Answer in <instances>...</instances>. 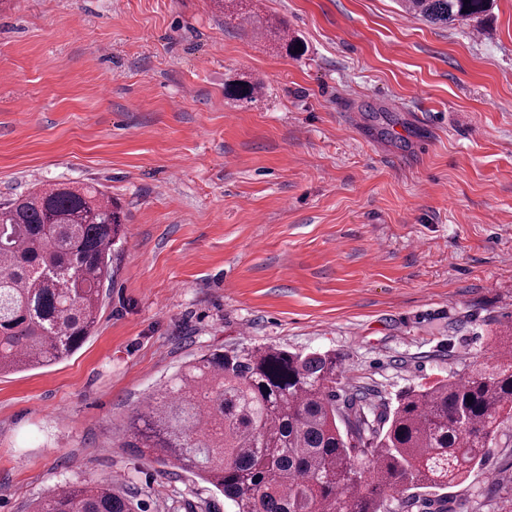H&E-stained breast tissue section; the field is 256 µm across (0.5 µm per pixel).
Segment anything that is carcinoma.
Listing matches in <instances>:
<instances>
[{"label":"carcinoma","mask_w":512,"mask_h":512,"mask_svg":"<svg viewBox=\"0 0 512 512\" xmlns=\"http://www.w3.org/2000/svg\"><path fill=\"white\" fill-rule=\"evenodd\" d=\"M449 27L490 16L493 0H403ZM103 191L49 183L0 204V373L50 366L91 335L122 239ZM495 364L401 392L395 405L337 393L334 352L215 350L186 363L138 406L122 447L199 477L233 512H451L424 496L464 482L512 420V328ZM33 512H135L110 482L72 485Z\"/></svg>","instance_id":"cac0c4a2"}]
</instances>
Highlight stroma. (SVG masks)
Returning a JSON list of instances; mask_svg holds the SVG:
<instances>
[{"instance_id": "35a3bbf8", "label": "stroma", "mask_w": 512, "mask_h": 512, "mask_svg": "<svg viewBox=\"0 0 512 512\" xmlns=\"http://www.w3.org/2000/svg\"><path fill=\"white\" fill-rule=\"evenodd\" d=\"M303 50H273L256 21ZM259 83L252 97L228 95ZM95 183L126 214L96 332L0 375V512L109 481L143 512H233L120 447L148 394L216 349L342 358L394 402L512 325V0L478 27L396 0H0V203ZM512 428L448 488L497 512Z\"/></svg>"}]
</instances>
